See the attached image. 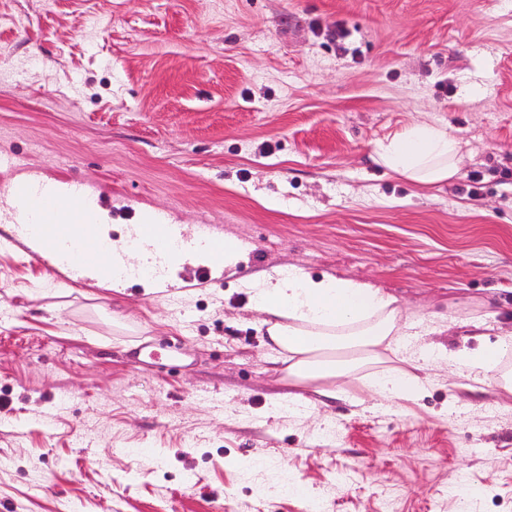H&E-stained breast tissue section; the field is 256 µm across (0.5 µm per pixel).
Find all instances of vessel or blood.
Here are the masks:
<instances>
[{
	"label": "vessel or blood",
	"mask_w": 512,
	"mask_h": 512,
	"mask_svg": "<svg viewBox=\"0 0 512 512\" xmlns=\"http://www.w3.org/2000/svg\"><path fill=\"white\" fill-rule=\"evenodd\" d=\"M5 193L10 204L0 210V222L10 225L11 241L26 248L50 274L77 283L92 274L106 283L128 276L111 242L95 230L92 219L101 199L83 182L53 183L26 177L11 182ZM62 194L72 204L74 221L70 224L59 223L53 208ZM131 231L144 250L142 270L153 278H164L169 258L178 251L204 250L210 253L213 264L224 262V243L210 234L207 225H200L197 236L188 239L178 235L160 215L155 223L132 225Z\"/></svg>",
	"instance_id": "vessel-or-blood-1"
}]
</instances>
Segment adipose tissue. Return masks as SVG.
I'll use <instances>...</instances> for the list:
<instances>
[{
  "label": "adipose tissue",
  "instance_id": "1",
  "mask_svg": "<svg viewBox=\"0 0 512 512\" xmlns=\"http://www.w3.org/2000/svg\"><path fill=\"white\" fill-rule=\"evenodd\" d=\"M459 154L460 143L447 126L416 123L377 141L371 158L418 187L433 188L457 175ZM250 293L271 343L286 354L283 380L293 388L349 379L373 364L376 393L410 401L423 389L421 373L430 366L445 361L454 373L481 383L498 357L512 349L511 330L502 332L495 344L445 357L438 347L411 342L415 324L391 292L352 278H315L296 266L263 275ZM336 347L356 348L359 356L340 364L318 359L319 351ZM389 353L401 354L400 365H384Z\"/></svg>",
  "mask_w": 512,
  "mask_h": 512
}]
</instances>
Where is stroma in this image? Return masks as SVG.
Here are the masks:
<instances>
[{"label": "stroma", "instance_id": "1", "mask_svg": "<svg viewBox=\"0 0 512 512\" xmlns=\"http://www.w3.org/2000/svg\"><path fill=\"white\" fill-rule=\"evenodd\" d=\"M343 27V42L329 33ZM427 121L458 174L420 190L376 140ZM248 243L165 295L0 248V512H512V394L431 369L289 402L248 285L369 281L426 343L512 329V0H0V155ZM481 318L484 340L448 331Z\"/></svg>", "mask_w": 512, "mask_h": 512}]
</instances>
